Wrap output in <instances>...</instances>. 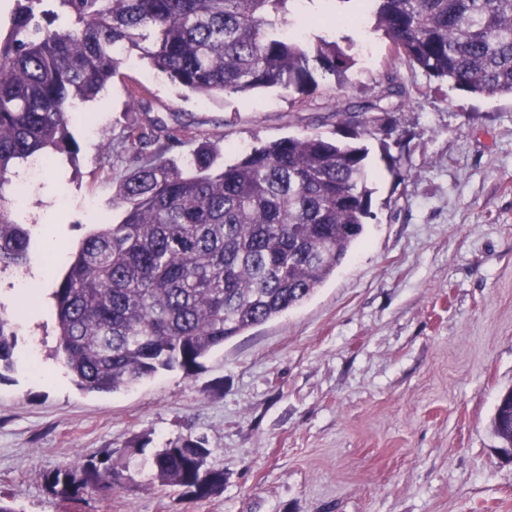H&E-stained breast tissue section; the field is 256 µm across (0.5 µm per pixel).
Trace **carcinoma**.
Wrapping results in <instances>:
<instances>
[{
  "mask_svg": "<svg viewBox=\"0 0 512 512\" xmlns=\"http://www.w3.org/2000/svg\"><path fill=\"white\" fill-rule=\"evenodd\" d=\"M17 0L0 38V270L26 264L31 228L8 204L12 168L70 150L68 112L97 96L134 56L202 98L277 89L301 109L318 77L347 80L352 54L311 32L288 34L295 0ZM325 17L373 20L390 60L371 101L332 104L344 139L288 136L219 162L204 143L176 160L144 154L150 135L122 138L132 170L112 201L117 224L87 235L54 288L56 355L81 388L117 392L162 371L193 373L224 342L299 306L347 258L371 216L367 149L411 88L394 61L475 97L512 98V0H337ZM13 320L0 313V381L14 369ZM491 430L512 449V390ZM203 438L170 441L150 460L153 478L194 500L224 487ZM112 451L45 475L54 495L77 500L122 484Z\"/></svg>",
  "mask_w": 512,
  "mask_h": 512,
  "instance_id": "obj_1",
  "label": "carcinoma"
}]
</instances>
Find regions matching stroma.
<instances>
[{
	"label": "stroma",
	"instance_id": "obj_1",
	"mask_svg": "<svg viewBox=\"0 0 512 512\" xmlns=\"http://www.w3.org/2000/svg\"><path fill=\"white\" fill-rule=\"evenodd\" d=\"M354 43L345 88L320 83L318 111L278 90L210 101L132 61L79 111L75 150L56 152L21 202L33 226L25 276L0 272V314L15 318L16 367L0 383V496L18 512H512V458L490 421L512 389V100L477 98L412 72L418 89L364 136L372 216L348 258L302 305L227 341L192 375L89 392L55 356L49 242L74 252L95 224L118 223L119 141L164 123L168 153L218 143L225 159L290 135L337 136L330 96L371 97L386 72L370 22L335 29ZM144 87V110L128 92ZM61 260L54 273L64 271ZM205 438L223 489L202 501L152 484L145 457ZM109 448L131 483L79 501L46 472Z\"/></svg>",
	"mask_w": 512,
	"mask_h": 512
}]
</instances>
